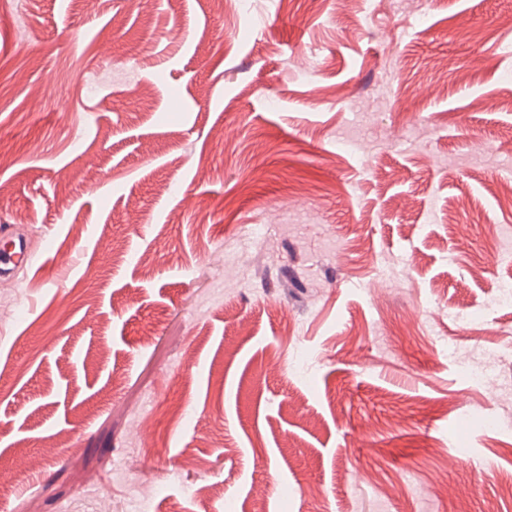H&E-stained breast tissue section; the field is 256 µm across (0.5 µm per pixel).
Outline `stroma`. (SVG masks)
I'll list each match as a JSON object with an SVG mask.
<instances>
[{
	"label": "stroma",
	"mask_w": 512,
	"mask_h": 512,
	"mask_svg": "<svg viewBox=\"0 0 512 512\" xmlns=\"http://www.w3.org/2000/svg\"><path fill=\"white\" fill-rule=\"evenodd\" d=\"M0 150V512H512V0H0ZM0 242V273L2 271L6 274L31 264L33 252L25 239L1 230Z\"/></svg>",
	"instance_id": "35a3bbf8"
}]
</instances>
